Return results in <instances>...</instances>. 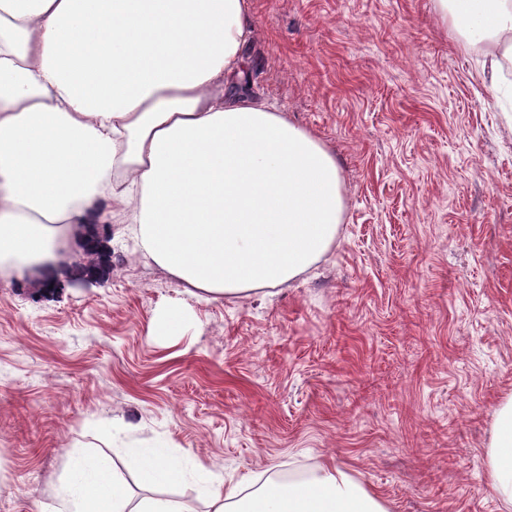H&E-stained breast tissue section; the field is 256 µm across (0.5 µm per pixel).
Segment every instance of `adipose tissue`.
<instances>
[{"instance_id": "obj_1", "label": "adipose tissue", "mask_w": 512, "mask_h": 512, "mask_svg": "<svg viewBox=\"0 0 512 512\" xmlns=\"http://www.w3.org/2000/svg\"><path fill=\"white\" fill-rule=\"evenodd\" d=\"M442 24L480 50L496 83L512 64V0H434ZM251 0H0V276L40 285L85 255L91 226L127 222L149 264L201 302L271 293L336 245L346 207L335 154L243 83ZM169 301L153 334L185 335ZM146 481L191 482L207 512H390L349 471L277 467L225 481L153 455ZM97 461L49 512H187L130 499ZM500 512H512V394L485 457Z\"/></svg>"}]
</instances>
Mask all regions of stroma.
<instances>
[{"label": "stroma", "instance_id": "obj_1", "mask_svg": "<svg viewBox=\"0 0 512 512\" xmlns=\"http://www.w3.org/2000/svg\"><path fill=\"white\" fill-rule=\"evenodd\" d=\"M251 92L323 141L347 212L316 275L200 304L114 246L96 285L0 279V512L76 457L141 493L137 448L225 478L331 462L390 512H499L485 450L512 394V73L492 89L432 0H252ZM194 309L151 334L158 304ZM191 310L176 301L159 305L155 310L153 320V336L162 341H172L184 336L192 322Z\"/></svg>", "mask_w": 512, "mask_h": 512}]
</instances>
